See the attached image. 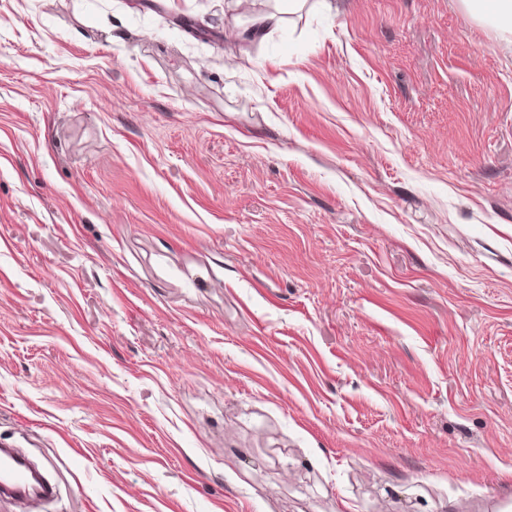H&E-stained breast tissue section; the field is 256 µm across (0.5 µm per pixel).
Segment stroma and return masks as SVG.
<instances>
[{"label":"stroma","instance_id":"1","mask_svg":"<svg viewBox=\"0 0 512 512\" xmlns=\"http://www.w3.org/2000/svg\"><path fill=\"white\" fill-rule=\"evenodd\" d=\"M273 6L0 0V443L42 512H512V48ZM282 13L284 12L278 10L276 12L257 17L248 32L249 39L254 40L261 37L263 38L272 29L279 28L284 20L281 16Z\"/></svg>","mask_w":512,"mask_h":512}]
</instances>
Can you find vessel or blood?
<instances>
[{"mask_svg": "<svg viewBox=\"0 0 512 512\" xmlns=\"http://www.w3.org/2000/svg\"><path fill=\"white\" fill-rule=\"evenodd\" d=\"M60 494L57 483L49 481L27 459L7 448H0V497L20 507L21 512H38L43 502Z\"/></svg>", "mask_w": 512, "mask_h": 512, "instance_id": "obj_1", "label": "vessel or blood"}]
</instances>
